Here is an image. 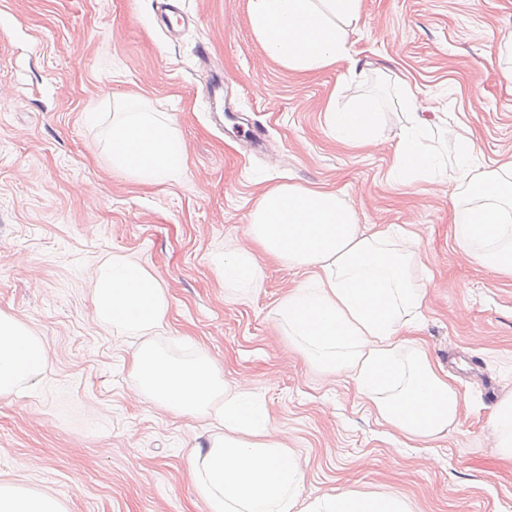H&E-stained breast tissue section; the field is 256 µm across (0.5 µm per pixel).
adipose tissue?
Here are the masks:
<instances>
[{
	"mask_svg": "<svg viewBox=\"0 0 512 512\" xmlns=\"http://www.w3.org/2000/svg\"><path fill=\"white\" fill-rule=\"evenodd\" d=\"M254 34L288 69L312 71L349 58L348 29L358 23L361 0H247ZM411 110L396 134L391 178L411 186L453 177V240L472 262L512 277V159L474 171L476 143L457 131L455 166L427 141L444 118ZM381 114L375 101L337 110L326 121L352 148L372 144ZM112 167L143 184L161 185L185 172L186 144L170 116L143 111L142 98L125 96L108 131ZM250 246L224 252V284L261 287L254 251L302 268L306 283L290 291L275 314L288 333L309 347L310 360L348 374L378 418L410 439H436L455 427L461 398L448 375L413 349L400 358V335L416 329L425 305L419 241L402 227L369 230L335 191L283 183L266 191L249 226ZM93 301L98 321L137 341L134 368L140 394L178 416L215 420L207 447L194 449L193 482L210 512H411L397 495L341 491L299 506L304 472L299 460L268 428L243 386H229L209 356L187 357L161 348L153 335L164 325L168 299L143 267L113 254L96 267ZM50 357L31 330L0 313V395L33 385ZM0 512H64L56 496L0 484Z\"/></svg>",
	"mask_w": 512,
	"mask_h": 512,
	"instance_id": "obj_1",
	"label": "adipose tissue"
}]
</instances>
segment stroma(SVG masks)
I'll list each match as a JSON object with an SVG mask.
<instances>
[{
	"label": "stroma",
	"mask_w": 512,
	"mask_h": 512,
	"mask_svg": "<svg viewBox=\"0 0 512 512\" xmlns=\"http://www.w3.org/2000/svg\"><path fill=\"white\" fill-rule=\"evenodd\" d=\"M180 9L172 34L160 0H0V312L51 360L35 389L0 396V484L53 493L67 512H208L188 475L206 430L139 393L129 340L97 319L95 268L119 253L166 291L158 344L203 350L257 398L304 469L301 502L338 488L400 494L413 512H512V463L489 427L512 395V278L455 248L454 179L405 188L389 178L405 85L419 111L469 127L475 168L512 155V84L501 77L512 60L498 53L512 0H362L350 60L311 72L267 54L247 0ZM215 74L222 112L204 92ZM129 94L173 116L187 146L178 181L147 186L113 170L105 129ZM368 98L382 112L378 141L345 147L326 104ZM283 182L336 190L360 223L418 233L428 288L414 345L461 395L448 436L404 438L350 376L307 359L274 314L302 269L265 258L262 288L225 287V246L248 243L260 195Z\"/></svg>",
	"instance_id": "1"
}]
</instances>
